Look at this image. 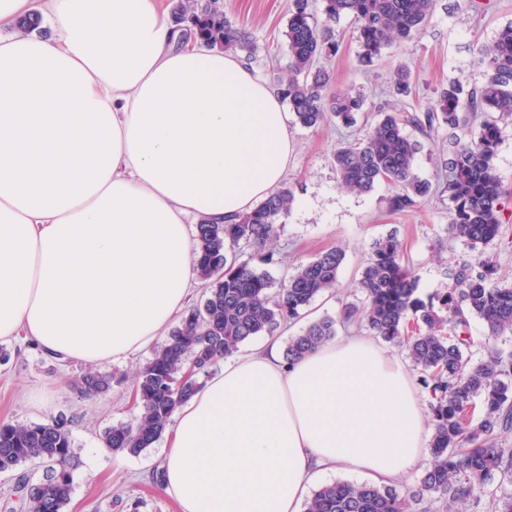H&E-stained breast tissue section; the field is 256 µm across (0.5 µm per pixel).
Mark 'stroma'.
<instances>
[{
    "label": "stroma",
    "instance_id": "1",
    "mask_svg": "<svg viewBox=\"0 0 512 512\" xmlns=\"http://www.w3.org/2000/svg\"><path fill=\"white\" fill-rule=\"evenodd\" d=\"M291 0H224V14L249 37L251 52L236 51V58L257 71L270 87H278L288 72V44L284 36ZM512 23V0H491L488 10L475 12L468 0H435L428 24L407 45L386 49L379 60L365 66L350 20L336 29L340 52L326 61L330 75L328 93L357 91L374 102L392 101L395 70L412 74L413 92L406 99L409 111L432 107L449 81H481L473 63V46L490 43L498 30ZM294 151L282 180L293 203L278 224L272 248L277 264L267 271L274 282L318 253L341 245L346 257L335 293L320 296L300 318L280 326L275 334L287 341L308 322L329 316L339 318L342 300L352 297L373 243L393 234L403 245V262L415 275L423 294L448 283L450 265L472 259L470 249L449 240L448 199L434 195L417 208L390 212L392 190L378 186L366 195L342 189L336 179L331 154L343 131L327 121L314 128L289 126ZM8 360H0V420L42 423L63 415L70 421L73 452V491L65 512H178L176 502L158 485L165 441H158L137 456L114 455L103 448L105 428L132 420L134 380L137 370L151 358L152 348L116 361L100 364L111 374L112 388L104 396L87 398L74 381L87 371L78 360L59 361L14 341L4 346Z\"/></svg>",
    "mask_w": 512,
    "mask_h": 512
}]
</instances>
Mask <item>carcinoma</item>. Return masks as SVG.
<instances>
[{"label":"carcinoma","mask_w":512,"mask_h":512,"mask_svg":"<svg viewBox=\"0 0 512 512\" xmlns=\"http://www.w3.org/2000/svg\"><path fill=\"white\" fill-rule=\"evenodd\" d=\"M433 5L434 0H321L320 23L312 0H293L288 19V76L281 80V92L295 121L315 127L330 115L353 130L332 154L339 185L366 194L386 184L393 188L391 211L416 208L434 190L416 172V155L423 144L407 128L425 136L445 129L448 235L475 253V260L450 267L448 287L424 300L417 278L403 264L400 240L389 234L373 244L358 282L361 298L345 304L344 317L404 349L418 370L417 384L428 398L432 460L417 484L403 493L393 485L339 480L314 490L305 512H412L413 505L426 498L443 501L446 512H464L471 500L480 512L482 496L496 475L512 482V448L505 442L512 433V352L490 346V341L512 334V281L498 275L493 257L484 254L503 229V191L495 159L501 121L512 117V23L502 27L491 43L475 48L483 67L481 83L449 82L435 106L425 112H411L404 104L412 89L410 74L403 68L393 76L400 99L392 110L367 104L361 93L331 100L324 95L329 74L322 60L335 56L340 47L332 24L350 18L360 57L371 63L386 49L410 42L430 21ZM190 17L208 45L226 51L247 48L245 32L224 18L220 0L203 6L185 0L178 23ZM478 117L475 137L462 139L459 132ZM292 202L289 189H277L231 223L202 220L195 225L202 301L183 314L167 341L138 370L135 422L114 424L101 437L111 453L137 456L152 447L216 364L240 344L299 318L317 297L336 287L345 259L340 247L298 265L275 293L268 272L237 260L234 248L243 242L258 251L261 263L277 262L268 247ZM473 317L486 327V336L478 343L469 333ZM335 336V319L311 322L288 339L284 359L290 364ZM476 345L487 349L485 358L473 359L471 348ZM191 362L197 371L184 382ZM75 386L86 396L100 395L109 390L110 378L88 372ZM71 458L66 418L32 424L0 421V472L35 460L43 466L37 483L23 476L15 484L12 496L20 512H63L73 491Z\"/></svg>","instance_id":"cac0c4a2"}]
</instances>
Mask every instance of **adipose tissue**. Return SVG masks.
<instances>
[{
    "instance_id": "ef3b65f1",
    "label": "adipose tissue",
    "mask_w": 512,
    "mask_h": 512,
    "mask_svg": "<svg viewBox=\"0 0 512 512\" xmlns=\"http://www.w3.org/2000/svg\"><path fill=\"white\" fill-rule=\"evenodd\" d=\"M293 150L277 91L162 0H0V341L92 366L145 348L190 296V220L248 212ZM427 446L375 340L287 367L270 337L180 407L161 486L181 512H302L328 471L398 480Z\"/></svg>"
}]
</instances>
